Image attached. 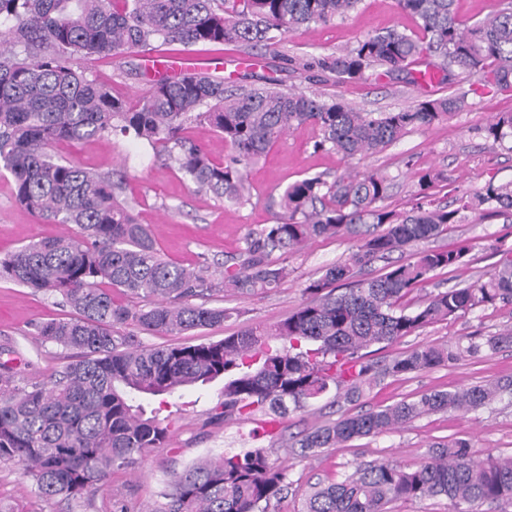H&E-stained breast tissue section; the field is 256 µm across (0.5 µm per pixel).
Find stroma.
I'll list each match as a JSON object with an SVG mask.
<instances>
[{"label": "stroma", "mask_w": 512, "mask_h": 512, "mask_svg": "<svg viewBox=\"0 0 512 512\" xmlns=\"http://www.w3.org/2000/svg\"><path fill=\"white\" fill-rule=\"evenodd\" d=\"M394 28L415 34L419 31L418 20L402 11L397 0H360L347 16L302 33L276 36L274 46L266 50L238 43L200 44L185 48L183 54L219 61L216 75L229 86H261L272 80L282 90L339 98L365 112H392L421 100L448 96V84L439 77L441 60L435 56L421 58L399 73L370 69L364 79L345 83L311 66L316 58L353 49L366 36ZM161 52V47L152 45L114 59L85 60L80 67L88 78L110 87L113 95L134 102L149 89L138 74L139 66L148 56ZM459 78L471 91L469 110L451 113L428 127L411 129L382 152L357 162V169H377L392 177L393 188L386 201L389 209H411L420 169L441 173L432 192L437 200L448 203L487 183L512 181V150L483 134L493 116L512 113V92L483 91L478 77L464 72ZM317 138V130L310 125L287 131L266 156L247 168L251 198L240 205L197 191L175 166L147 144L130 137L111 135L62 142L53 152L95 172H122L123 197L133 205L138 222L151 226L162 254L186 267L209 263L212 273L217 274L224 261L243 248L248 232L274 223L271 200L285 187L315 175L330 181L344 172L347 164L339 155L315 149ZM68 231L66 225L45 223L26 211L15 197L12 176L0 174V258L31 241L56 238ZM496 238L512 245V222L493 214H472L428 240L431 248L460 240L473 245L466 264L440 271L436 283L446 289L481 278L499 260L489 248ZM355 245V239L347 235L322 236L280 256L288 275L277 287L250 295L227 292L213 296L211 305L231 310L232 318L223 326L189 333L186 342L217 341L248 324H276L305 301L307 284L320 277L326 266L343 261ZM69 314L61 297L0 281V344L11 343L19 351L22 373L46 379L69 360L70 350L34 339L36 324ZM510 326L512 305L482 306L465 317L426 325L377 350L375 356L389 358L420 345H445L464 336H487ZM510 376L512 347H506L480 359L466 357L452 366L405 379H385L352 404H337L332 396H325L308 412L283 420L279 429L289 437L337 419L344 412L380 409L425 392L456 391ZM223 401L224 382L220 379L204 386H188L169 396L163 409L170 417L165 448L133 468L111 473L104 490L71 504L38 497L14 463L0 461V502L11 505L16 512H152L173 470L224 449L242 447L253 433L261 431L264 418L260 415L236 423L218 419ZM458 438L469 440L476 458L512 457V398H503L477 412L432 414L391 432L356 439L341 448L323 449L308 459L283 447L275 449V458L287 467L293 482L276 512H301L311 484L343 480L357 465L380 461L411 464L424 457L431 445Z\"/></svg>", "instance_id": "stroma-1"}]
</instances>
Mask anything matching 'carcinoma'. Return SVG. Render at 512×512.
<instances>
[{"label":"carcinoma","instance_id":"carcinoma-1","mask_svg":"<svg viewBox=\"0 0 512 512\" xmlns=\"http://www.w3.org/2000/svg\"><path fill=\"white\" fill-rule=\"evenodd\" d=\"M359 0H0V170L15 182L16 198L48 223L72 224L67 236L33 241L0 259V280L59 295L69 318L35 326V339L78 351L54 377L39 380L13 365L19 352L0 345V460L18 465L38 496L76 501L102 488L116 469L135 465L165 447L169 424L147 411L149 397L173 395L224 378L221 415L270 425L307 410L330 391L349 403L387 377L429 372L485 351L512 346V328L468 336L447 346L421 345L388 360L369 348L392 344L420 328L474 309L512 304V246L491 247L499 265L485 280L431 292L417 309L404 299L437 272L458 267L472 251L464 240L448 248H421L385 273L357 278L376 259L417 246L482 206L512 219V181L492 182L448 208L429 193L439 175L417 172V202L396 213L384 202L392 179L379 171L343 173L331 181L306 177L279 195L276 222L250 232L220 276L208 264L184 268L162 257L153 231L119 201L123 181L57 158L52 147L113 134L131 135L163 152L195 185L227 202L249 198L243 169L268 153L295 125L318 130L315 148L345 160L383 151L411 128L424 127L469 106L470 91L423 100L398 112H361L336 99L285 92L275 83L226 89L208 75L155 73L148 93L131 104L74 68L77 59L120 57L157 42L190 47L241 43L269 46L271 33L307 31L355 9ZM456 0H398L417 17L421 35L387 30L354 49L313 62L341 82L366 69L403 71L435 53L454 69L479 76L488 91H512V0L465 26ZM197 121L224 138L231 153L217 162L201 144L180 137ZM496 142L512 139V113L484 128ZM349 233L358 246L310 282L307 300L280 322L247 325L216 342L146 346L125 332L133 324L149 335H186L224 324L231 314L207 305L224 292L250 294L277 286L287 269L273 259L314 237ZM201 302L196 303L194 299ZM512 378L430 391L379 410L345 413L313 426L288 447L301 458L359 438L398 429L428 414L489 406ZM269 445L228 448L171 474L152 512H271L288 497V470ZM444 497L454 512L484 503L512 504V457L475 459L465 439L432 445L412 465L390 461L357 468L340 482H318L302 512H389L397 500Z\"/></svg>","mask_w":512,"mask_h":512}]
</instances>
